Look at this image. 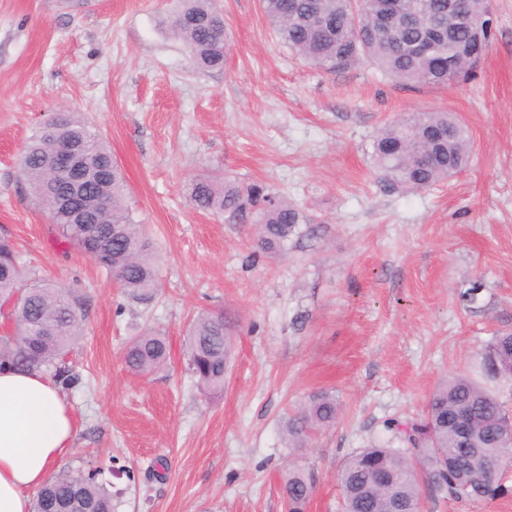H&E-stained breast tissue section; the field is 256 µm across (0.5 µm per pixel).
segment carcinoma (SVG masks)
Here are the masks:
<instances>
[{
	"label": "carcinoma",
	"instance_id": "1",
	"mask_svg": "<svg viewBox=\"0 0 512 512\" xmlns=\"http://www.w3.org/2000/svg\"><path fill=\"white\" fill-rule=\"evenodd\" d=\"M383 0H262L280 43L299 58L327 72L371 60L385 75L405 83L446 86L477 67L493 38L482 0H464L477 27L448 33V0H402V11L378 33ZM172 36L189 49L200 69H221L228 50L224 13L214 0H180L168 21ZM76 146L88 161L83 223L57 206L69 176L55 156ZM469 140L461 121L446 110L414 112L385 125L373 153L384 186L413 193L448 180L466 163ZM20 171L36 201L51 213L60 235L83 253L88 238L98 246L93 261L115 276L125 293L143 300L157 288L150 241L125 202L127 184L110 147L92 133L78 112H63L41 125L19 158ZM197 208L214 214L255 215L256 252H281L301 233L302 215L287 199L260 184L201 179L192 184ZM83 300L49 283H33L20 253L0 238V315L11 332L0 336V369L49 374L66 389L81 377L63 357L83 332ZM189 370L203 391H224L231 336L222 312L195 316L185 340ZM168 338L148 329L128 344L124 361L137 375L167 365ZM512 384V333H499L483 347L476 375L448 377L432 393L418 418L393 419L387 430L401 447L383 443L352 453L338 473L342 512H422V487L455 499L481 502L512 490L500 474L480 476L478 462H490L512 448V413L488 384ZM336 394L320 390L288 416L281 433L287 448H306L320 430L336 423ZM99 467L62 470L40 489L32 512H115L112 492L99 480ZM315 469L296 461L283 472L281 491L287 512H305L317 487Z\"/></svg>",
	"mask_w": 512,
	"mask_h": 512
}]
</instances>
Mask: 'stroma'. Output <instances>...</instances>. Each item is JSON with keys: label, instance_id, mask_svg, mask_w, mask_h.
I'll return each instance as SVG.
<instances>
[{"label": "stroma", "instance_id": "35a3bbf8", "mask_svg": "<svg viewBox=\"0 0 512 512\" xmlns=\"http://www.w3.org/2000/svg\"><path fill=\"white\" fill-rule=\"evenodd\" d=\"M230 35L222 69L196 68L161 21L174 0H0V237L30 273L85 301L64 360L74 419L59 469L104 467L117 512H286L281 476L303 460L319 475L306 512H339L337 473L421 415L437 385L512 331V0H493L496 34L475 73L445 87L406 84L365 59L325 72L281 44L261 0H218ZM442 109L471 141L448 182L401 194L372 157L398 115ZM83 113L128 185L151 240L159 289L132 299L60 237L18 158L56 113ZM259 183L288 198L308 229L277 258L255 252L253 214L212 215L194 179ZM481 282L475 301L461 293ZM223 311L232 356L222 393L191 376V318ZM153 328L166 369L133 375L124 351ZM343 410L309 447L283 421L309 395ZM423 512H512L425 491Z\"/></svg>", "mask_w": 512, "mask_h": 512}]
</instances>
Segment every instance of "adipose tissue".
<instances>
[{"instance_id": "obj_1", "label": "adipose tissue", "mask_w": 512, "mask_h": 512, "mask_svg": "<svg viewBox=\"0 0 512 512\" xmlns=\"http://www.w3.org/2000/svg\"><path fill=\"white\" fill-rule=\"evenodd\" d=\"M73 431L54 381L38 371H0V512H30Z\"/></svg>"}]
</instances>
